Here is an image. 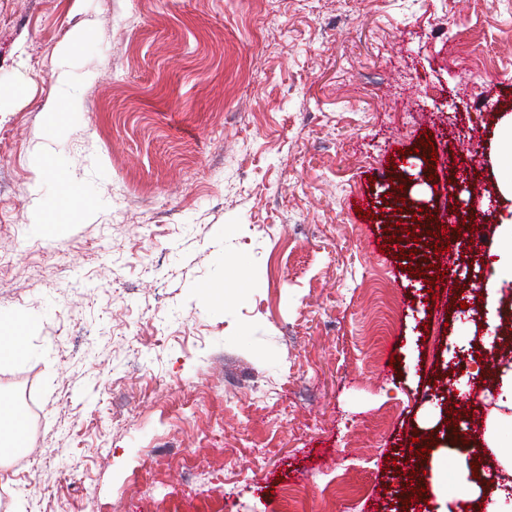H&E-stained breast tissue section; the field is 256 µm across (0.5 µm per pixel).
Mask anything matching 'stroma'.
Listing matches in <instances>:
<instances>
[{"mask_svg":"<svg viewBox=\"0 0 512 512\" xmlns=\"http://www.w3.org/2000/svg\"><path fill=\"white\" fill-rule=\"evenodd\" d=\"M509 113L512 0H0V394L30 399L0 512H442L412 437L452 382L487 416L465 349L512 322L493 254L430 290L387 192L429 158L394 219L497 224ZM88 32L83 26L74 28L69 35V39L65 45L61 47L57 54V71L56 85L61 95L60 99L55 102L65 103L72 112H77L80 107V99L73 89L76 74L68 67V61L74 51L83 45L87 40ZM55 102L47 106L46 112H58Z\"/></svg>","mask_w":512,"mask_h":512,"instance_id":"stroma-1","label":"stroma"}]
</instances>
